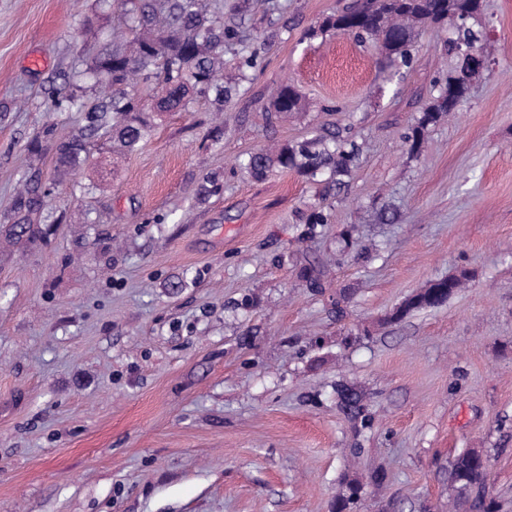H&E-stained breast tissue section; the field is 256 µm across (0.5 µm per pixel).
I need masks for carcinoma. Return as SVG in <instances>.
<instances>
[{
	"label": "carcinoma",
	"mask_w": 512,
	"mask_h": 512,
	"mask_svg": "<svg viewBox=\"0 0 512 512\" xmlns=\"http://www.w3.org/2000/svg\"><path fill=\"white\" fill-rule=\"evenodd\" d=\"M130 21L129 45H115L112 52L95 61L92 71L102 95L89 106L72 96L55 102L56 110L85 114L86 125L55 144L58 175L66 178L82 171L89 163V138L99 136L112 142L117 155L137 151L153 128L154 117L165 112H180L199 98L208 100L216 111L235 87L224 81V47L241 41L236 26L224 24V12L213 0H121ZM481 0H352L341 12L325 17L312 27L309 35L329 30L351 34L367 42L380 44V71L398 68L410 70L416 29L439 24L453 17L460 20L451 48L477 46L482 32L470 21L478 18ZM472 73L459 60L456 75L448 84L460 93L467 92ZM444 93L434 99L404 136L410 151H420L428 127L455 110ZM274 112H300L303 99L291 84L281 85L270 103ZM361 147L351 132L323 129L311 138L261 149L247 165L254 178H262L276 167L291 169L315 179L324 174L338 186L356 166ZM40 209L37 196L25 191L16 195L11 223L0 225V237L8 244L26 241L35 244L44 239L50 225L35 224L31 215ZM299 277L319 288L323 271L312 264L300 268ZM466 276L449 275L430 282L408 298L392 314L401 320L411 312L445 304L465 285ZM337 406L355 423L356 431L371 428L372 417L366 413L361 392L354 386L336 384ZM485 451L466 448L451 462L449 481L453 494L448 498V512H463L465 503L473 509L492 512L493 503L482 497L487 485L488 467L482 462ZM362 492V483L353 478L346 492L336 499V512H350Z\"/></svg>",
	"instance_id": "obj_1"
}]
</instances>
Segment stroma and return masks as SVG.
<instances>
[{"instance_id": "obj_1", "label": "stroma", "mask_w": 512, "mask_h": 512, "mask_svg": "<svg viewBox=\"0 0 512 512\" xmlns=\"http://www.w3.org/2000/svg\"><path fill=\"white\" fill-rule=\"evenodd\" d=\"M345 2L218 0L243 31L223 113L164 114L139 150L94 149L58 183L51 146L81 115L49 90L94 101L87 70L128 20L101 0H0V225L33 175L55 219L0 249V512H334L351 478L357 512H447L466 448L487 450L486 498L512 512V0H482L486 66L417 153L403 136L453 71L454 26L420 28L411 70L387 77L378 47L308 37ZM286 81L304 111H269ZM323 126L363 145L344 186L247 173ZM319 206L332 220L309 229ZM318 261L316 289L299 268ZM463 271L445 305L390 321ZM342 382L371 430L337 408Z\"/></svg>"}]
</instances>
